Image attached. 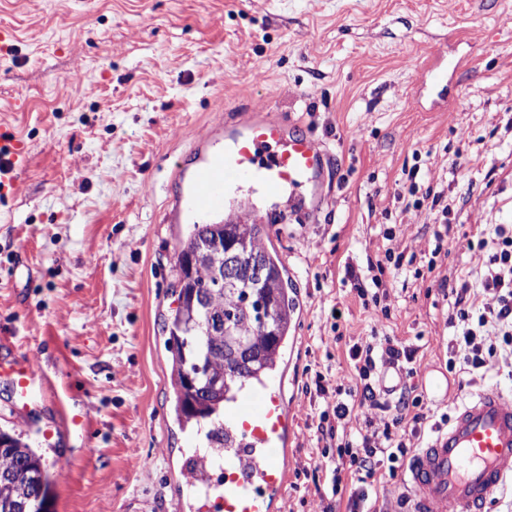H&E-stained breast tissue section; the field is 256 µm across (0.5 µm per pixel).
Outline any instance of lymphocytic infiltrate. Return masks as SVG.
I'll return each instance as SVG.
<instances>
[{
	"label": "lymphocytic infiltrate",
	"instance_id": "lymphocytic-infiltrate-1",
	"mask_svg": "<svg viewBox=\"0 0 512 512\" xmlns=\"http://www.w3.org/2000/svg\"><path fill=\"white\" fill-rule=\"evenodd\" d=\"M477 245L487 249V261L477 285L464 281L451 290L450 320L455 323L457 332L448 343L450 356H461L464 364L473 371L485 369L496 355L512 358V228L496 225L492 237L478 239ZM475 287L488 296V304L474 307L471 290ZM491 334L500 337V345L487 343L486 338ZM348 353L362 386V403L389 413L390 418L382 429L347 437L341 430L351 416L349 405L337 400L322 412L317 440L324 449H335L337 455L330 483L320 490V496L326 502L324 512H334L344 488L345 475H362L372 481L396 477L401 463L411 453L405 442L406 434L417 435L429 430L422 396L404 387L396 403L392 404L374 380L377 362L381 359L404 369L407 376H414L415 348L388 340L378 346L356 343Z\"/></svg>",
	"mask_w": 512,
	"mask_h": 512
}]
</instances>
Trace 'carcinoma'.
I'll return each instance as SVG.
<instances>
[{"label":"carcinoma","mask_w":512,"mask_h":512,"mask_svg":"<svg viewBox=\"0 0 512 512\" xmlns=\"http://www.w3.org/2000/svg\"><path fill=\"white\" fill-rule=\"evenodd\" d=\"M249 242L262 277L255 275L250 258L238 257L236 276L217 283L211 266L203 261L192 268L189 255L224 242L228 230ZM263 229L241 219L194 224L174 247L177 307L165 329L172 352L171 381L178 420L208 425V448L224 447V394L250 377L267 379L276 370L288 338L294 301L282 273L277 251L262 242ZM272 311L266 312L267 305ZM224 314V331L207 328L210 316ZM240 339L261 350L258 358H241L236 366L225 364V350ZM52 478L43 457L21 435L0 431V512H15L23 503L31 507L50 500Z\"/></svg>","instance_id":"carcinoma-1"}]
</instances>
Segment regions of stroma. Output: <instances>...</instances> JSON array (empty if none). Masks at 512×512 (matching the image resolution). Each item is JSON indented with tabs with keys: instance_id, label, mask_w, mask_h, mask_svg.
<instances>
[{
	"instance_id": "1",
	"label": "stroma",
	"mask_w": 512,
	"mask_h": 512,
	"mask_svg": "<svg viewBox=\"0 0 512 512\" xmlns=\"http://www.w3.org/2000/svg\"><path fill=\"white\" fill-rule=\"evenodd\" d=\"M1 32L0 127L24 145L27 169L0 190V333L39 358L55 394L27 423L0 381V430L42 454L51 512H176L204 437L174 412L164 321L177 306L174 246L194 215L170 212L225 126L253 108L333 157L322 197L303 194L297 210L249 194L281 218L263 242L301 305L284 387L288 485L274 512L324 508L305 476L326 408L312 386L322 374L360 395L355 342L416 348L413 384L448 380L447 396L424 397L434 417L487 386L512 400L511 361L449 367L446 296L487 260L468 238L512 225V0H0ZM436 58L443 92L416 71ZM411 169L417 193L448 206L443 254L434 212L395 197ZM388 249L416 260L386 267L375 312L345 266L367 270ZM61 408L84 424L45 440Z\"/></svg>"
}]
</instances>
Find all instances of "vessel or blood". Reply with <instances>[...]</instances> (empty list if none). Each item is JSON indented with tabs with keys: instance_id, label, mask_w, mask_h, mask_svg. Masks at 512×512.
<instances>
[{
	"instance_id": "1",
	"label": "vessel or blood",
	"mask_w": 512,
	"mask_h": 512,
	"mask_svg": "<svg viewBox=\"0 0 512 512\" xmlns=\"http://www.w3.org/2000/svg\"><path fill=\"white\" fill-rule=\"evenodd\" d=\"M241 135L228 137L223 150L196 168L190 190L195 210H223L230 193L240 186H259L279 196L317 185L330 155L324 144L308 135L289 134L279 121L257 119ZM0 380L12 388V410L29 419L52 381L30 354L0 360ZM289 409L276 384L262 382L235 398L225 417L242 437L238 448L224 450V490L219 512H272L288 483V458L276 448L288 445ZM208 451L196 449L182 471L186 488L200 493L209 474ZM407 512H490L495 496L512 485V403L488 387L449 420L445 430L415 451L403 476Z\"/></svg>"
}]
</instances>
